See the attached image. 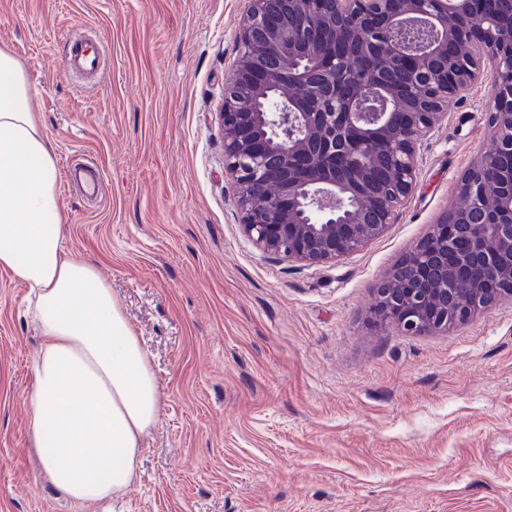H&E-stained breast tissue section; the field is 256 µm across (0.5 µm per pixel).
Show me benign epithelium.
<instances>
[{"instance_id": "benign-epithelium-1", "label": "benign epithelium", "mask_w": 512, "mask_h": 512, "mask_svg": "<svg viewBox=\"0 0 512 512\" xmlns=\"http://www.w3.org/2000/svg\"><path fill=\"white\" fill-rule=\"evenodd\" d=\"M471 4L248 0L243 51L224 84V165L243 234L266 254L318 265L389 231L443 108L489 80L492 150L459 181L461 203L375 287L377 320L412 336L446 331L512 297V180L501 178L512 169V25L482 20ZM329 41L335 53L325 59L319 48ZM354 46L372 52L380 72L342 110L336 61ZM351 153L367 162L353 179L341 173Z\"/></svg>"}]
</instances>
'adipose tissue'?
I'll return each mask as SVG.
<instances>
[{
    "mask_svg": "<svg viewBox=\"0 0 512 512\" xmlns=\"http://www.w3.org/2000/svg\"><path fill=\"white\" fill-rule=\"evenodd\" d=\"M0 270L27 290L31 441L41 477L76 505L118 497L160 417L150 355L111 287L67 246L55 154L29 83L0 49Z\"/></svg>",
    "mask_w": 512,
    "mask_h": 512,
    "instance_id": "adipose-tissue-1",
    "label": "adipose tissue"
}]
</instances>
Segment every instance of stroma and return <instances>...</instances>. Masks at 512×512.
<instances>
[{
	"instance_id": "obj_1",
	"label": "stroma",
	"mask_w": 512,
	"mask_h": 512,
	"mask_svg": "<svg viewBox=\"0 0 512 512\" xmlns=\"http://www.w3.org/2000/svg\"><path fill=\"white\" fill-rule=\"evenodd\" d=\"M246 0H0V48L55 149L71 249L151 355L161 413L112 512H512V297L446 332L379 323L373 288L492 145L490 85L444 109L396 224L306 266L240 231L219 110ZM109 50L66 73L70 37ZM102 177L99 196L66 163ZM26 290L0 271V512H102L43 482Z\"/></svg>"
}]
</instances>
